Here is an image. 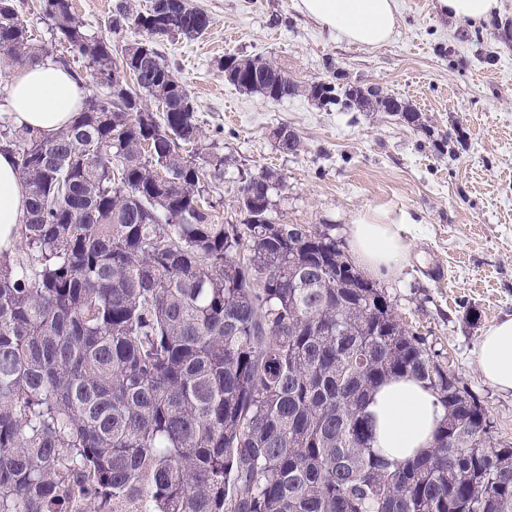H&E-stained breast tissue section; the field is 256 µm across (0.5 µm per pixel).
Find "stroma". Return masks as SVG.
I'll list each match as a JSON object with an SVG mask.
<instances>
[{
    "label": "stroma",
    "instance_id": "35a3bbf8",
    "mask_svg": "<svg viewBox=\"0 0 512 512\" xmlns=\"http://www.w3.org/2000/svg\"><path fill=\"white\" fill-rule=\"evenodd\" d=\"M193 2L211 17L207 32L163 39L159 50L193 97L197 155L224 156L223 176L207 187L221 221L237 219L241 175L261 172L280 183L277 222L330 224L341 241L362 211L408 212L406 261L375 282L429 353L482 401L501 445H512V393L486 383L475 361L484 330L512 316V0L477 26L449 21L437 0H398L396 31L379 47L331 35L297 0ZM116 3L73 0L88 34L111 39L117 53L141 35H110ZM229 54L266 59L302 85L338 78L378 86L423 123L239 90L219 68ZM283 126L300 136L297 153L280 151Z\"/></svg>",
    "mask_w": 512,
    "mask_h": 512
}]
</instances>
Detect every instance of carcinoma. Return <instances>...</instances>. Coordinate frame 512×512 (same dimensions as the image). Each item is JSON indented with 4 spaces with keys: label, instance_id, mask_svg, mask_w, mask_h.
Wrapping results in <instances>:
<instances>
[{
    "label": "carcinoma",
    "instance_id": "1",
    "mask_svg": "<svg viewBox=\"0 0 512 512\" xmlns=\"http://www.w3.org/2000/svg\"><path fill=\"white\" fill-rule=\"evenodd\" d=\"M86 74L34 42L0 0V64L50 59L108 90L81 94L51 136L0 115L27 196L21 251L0 249V512H512V446L486 408L404 325L330 232L271 219L267 173L237 186L218 221L185 84L156 43L196 39L191 0H122L112 53L71 0H41ZM228 82L279 100L300 86L274 64L228 57ZM321 104L420 113L380 88L316 81ZM162 103L157 114L147 98ZM410 376L445 409L432 447L389 461L367 407Z\"/></svg>",
    "mask_w": 512,
    "mask_h": 512
}]
</instances>
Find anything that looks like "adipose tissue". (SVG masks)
I'll use <instances>...</instances> for the list:
<instances>
[{
    "mask_svg": "<svg viewBox=\"0 0 512 512\" xmlns=\"http://www.w3.org/2000/svg\"><path fill=\"white\" fill-rule=\"evenodd\" d=\"M300 12L351 44L375 47L392 38L398 19L397 0H298ZM76 79L52 62L13 75L7 107L13 122L45 134L68 124L79 106ZM26 196L9 154L0 153V248L17 241V226ZM408 213L369 209L356 215L349 246L356 262L377 276L396 274L405 258L401 235ZM483 378L502 391H512V317L488 327L475 355ZM372 445L387 460H404L429 448L445 410L430 390L412 378L387 381L368 407Z\"/></svg>",
    "mask_w": 512,
    "mask_h": 512,
    "instance_id": "obj_1",
    "label": "adipose tissue"
}]
</instances>
